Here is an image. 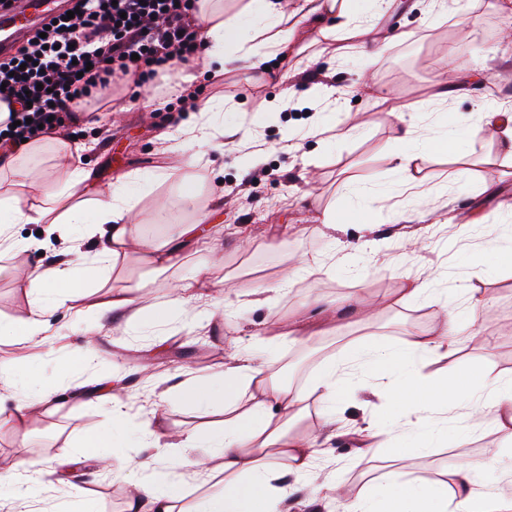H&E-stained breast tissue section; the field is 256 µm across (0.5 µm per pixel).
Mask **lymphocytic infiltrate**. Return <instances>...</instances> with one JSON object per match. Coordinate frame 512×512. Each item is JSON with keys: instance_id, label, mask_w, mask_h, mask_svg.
<instances>
[{"instance_id": "obj_1", "label": "lymphocytic infiltrate", "mask_w": 512, "mask_h": 512, "mask_svg": "<svg viewBox=\"0 0 512 512\" xmlns=\"http://www.w3.org/2000/svg\"><path fill=\"white\" fill-rule=\"evenodd\" d=\"M75 16L31 33L0 59V100L11 104L10 141L63 126L74 105L133 78L131 100L161 70L201 60L192 0H69Z\"/></svg>"}]
</instances>
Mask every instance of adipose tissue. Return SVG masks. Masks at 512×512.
I'll use <instances>...</instances> for the list:
<instances>
[{"label": "adipose tissue", "mask_w": 512, "mask_h": 512, "mask_svg": "<svg viewBox=\"0 0 512 512\" xmlns=\"http://www.w3.org/2000/svg\"><path fill=\"white\" fill-rule=\"evenodd\" d=\"M391 4L392 0H247L237 13L228 16L224 0H198L195 19L205 41L203 60L214 65L213 75L219 79L239 69L251 42H260L271 55L287 54L296 28L303 24L326 36L355 41L363 52L376 56L381 48L368 37ZM223 102V96L208 97L183 123L185 146L193 151L190 172L162 167L153 175L157 181L177 180L181 199L191 207L197 206L199 190L209 182L210 154L223 153L230 141L235 142L244 162L256 160L262 152L250 132L222 128ZM469 135L491 138L512 156V110L499 107L481 113ZM398 140L399 148L390 151L386 160L416 206L426 207L429 201L421 190L420 173L431 157L452 156L457 162L452 181L466 178L469 155L460 147L454 130L426 134L410 120L400 127ZM45 150L50 152L54 168L64 174L63 186L52 192L51 204L27 209L19 206L16 196L0 193V255L23 247L9 233L15 224H42L48 234L64 239L77 228L82 237L95 240L96 249L93 254L81 253L38 271L5 267V274L27 288L32 297L25 317L13 326L18 341L45 344L49 314L45 296L78 293L88 280L114 272L130 251L139 252L154 274L176 270L184 263L181 240L193 239L218 251L220 230L206 231L202 225L211 211L223 208V198H214L211 211L200 212L196 223L181 225L176 237L164 242L144 238L135 230L134 203L128 191L134 174L124 173L100 184L93 170L76 164L71 140L62 130L27 141L18 152L1 156L0 169L10 173L13 186L26 187L33 179L26 157ZM348 302L361 308L358 323L364 334L345 343L339 359L321 363L303 387L281 383L268 361L235 352L225 356L221 380L195 375L165 390L168 403L174 406L192 405L206 411L222 404L224 421L219 428L164 436L152 421L129 415L121 400H114L113 411L121 428L135 436L140 447L203 448L222 460L219 469L211 471L203 458L188 454L182 458V466L193 468L196 475L211 482L209 490L188 507L180 504L175 490L178 475L172 468L140 463L139 478L130 482L126 512H293L292 498L301 484L323 490L325 501L343 500L345 512H512V497L478 479L480 473L492 470L499 484L512 483V466L505 463L501 448L486 449L479 459L457 464L444 480L422 476L402 482L394 473H385L374 479L365 493L348 500L342 497L340 480L324 475L317 459L324 442L336 434V418L330 409L341 399L355 370L385 380L387 399L397 411L394 430L372 423L360 429L361 455L385 450L388 439L393 438L403 441L397 456L406 462L425 453L439 434L450 428L460 442L472 440L488 423L500 430L512 429L511 377L490 380L481 374H452L436 378L423 372L435 355L452 353L461 341L477 339L478 311L488 304V297L466 296L465 314L447 311L438 324L407 332L395 344L370 331L368 299L352 296ZM310 399L317 404L319 431L287 433L288 422Z\"/></svg>", "instance_id": "ef3b65f1"}]
</instances>
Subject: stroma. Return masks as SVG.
<instances>
[{"label": "stroma", "mask_w": 512, "mask_h": 512, "mask_svg": "<svg viewBox=\"0 0 512 512\" xmlns=\"http://www.w3.org/2000/svg\"><path fill=\"white\" fill-rule=\"evenodd\" d=\"M431 4L432 0H405L391 7L373 34L386 46L375 59L357 50L352 41L326 38L303 25L294 38L311 57L306 69H294L280 56L258 54L221 82L200 75L197 85L202 96L218 90L231 96L234 106L225 110V122L252 127L263 148L259 163L249 168L243 167L239 152L229 148L214 159L211 188L223 191L224 208L211 221L224 228L223 265H215L213 254L194 244L180 269L152 277L143 288L139 282L145 266L138 256H131L107 283H88L78 299L57 301L49 316L50 332L56 338L53 352L36 345L0 344V362L17 367L18 381L32 377L56 393L49 412L0 430V461L23 455L48 470L61 448L77 445L85 434L116 431L109 405L91 397L99 380L116 370L123 374L118 394L128 401L130 413L153 417L163 432L204 427L208 417L202 412L164 404L157 380L175 384L190 375L221 373L226 354L258 351L257 335L269 313H276L282 330H291L314 293L334 306L327 314V333L312 347L287 341L274 352L284 382L302 386L320 362L336 357L348 338L356 335L353 316L344 307L347 295L378 299L372 325L395 342L411 326L437 322L446 303L461 304L468 289L492 298L479 325L494 349L488 354L480 343L461 342L453 354L436 359L430 372L487 370L495 376H512V271L495 270L494 257L475 249L483 240L484 225L496 224L502 234L512 233V216L499 208L502 202H512V160L505 158L495 141L465 138L478 119L480 102L512 104V9H498L496 0H464L450 19L430 16ZM453 60L482 65L484 73L466 78L464 95L434 100L437 83ZM368 77L386 91L387 101L370 104L361 86ZM318 83L337 88L336 109L358 126L357 137L310 135L320 110L310 90ZM288 87L294 91L288 109L266 110V102L280 98ZM413 103L419 106L416 120L422 128L445 121L462 135L461 145L469 150L472 163L468 180L459 185L448 181L455 169L448 157L424 164L423 185L436 207L432 214L413 211L385 161L395 146L399 116ZM66 127L76 137V163L95 170L103 183L120 173L183 166L189 161L170 113L144 111L138 102H126L112 123L100 122L96 113L80 112ZM359 187L368 190L364 202L374 231L357 224L336 232L314 231L317 216L327 209L342 210ZM137 195V230L145 238L168 239L178 225L193 220L192 213L180 206L174 183L143 188ZM161 202L167 207L162 218L156 212ZM405 232L421 235L423 247L405 244L401 238ZM11 233L27 248L1 258L0 264L6 266L34 269L62 258L71 246L70 241L39 235L34 224L12 225ZM292 255L323 260L327 274L295 282L269 303L253 304V289L286 277ZM202 268L210 281L227 275L235 279L238 300L223 316L162 325L147 317L127 331L96 309L97 302L125 288L141 305L163 303L177 281ZM419 274L432 278V299L403 302L407 278ZM88 343L96 352L90 370L83 369L79 359ZM78 378L86 381L87 395H76L73 386ZM336 412L347 432L333 438L322 457L343 476L344 494L352 498L388 464L384 452L359 458L354 430L373 414L382 425H390L394 413L368 392L341 402ZM488 447L511 453L512 433L489 427L464 445L436 441L403 474L408 479L424 474L440 479L455 464L478 457ZM73 482L85 485L98 512H124L125 482L89 461L72 465L63 481L48 483L45 501L64 503Z\"/></svg>", "instance_id": "stroma-1"}]
</instances>
